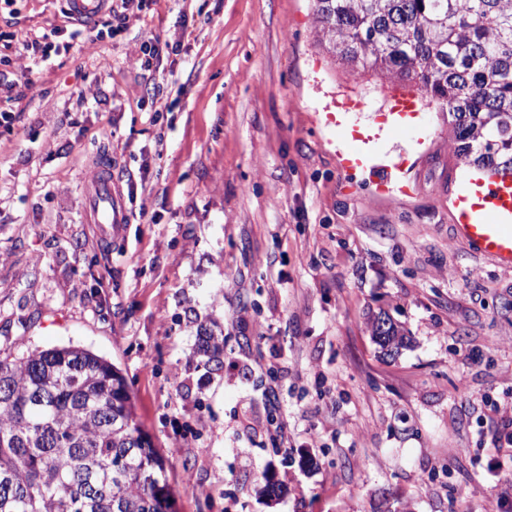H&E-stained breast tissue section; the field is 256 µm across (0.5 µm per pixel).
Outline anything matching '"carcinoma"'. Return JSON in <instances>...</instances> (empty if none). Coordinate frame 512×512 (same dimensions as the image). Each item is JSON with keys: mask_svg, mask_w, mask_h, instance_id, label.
<instances>
[{"mask_svg": "<svg viewBox=\"0 0 512 512\" xmlns=\"http://www.w3.org/2000/svg\"><path fill=\"white\" fill-rule=\"evenodd\" d=\"M319 43L409 81L448 112L456 161L512 176V0H313ZM370 319L373 341L406 346ZM193 353L224 366V334ZM165 458L137 423L120 368L62 346L0 356V512H169Z\"/></svg>", "mask_w": 512, "mask_h": 512, "instance_id": "cac0c4a2", "label": "carcinoma"}]
</instances>
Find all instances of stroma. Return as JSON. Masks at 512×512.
I'll return each instance as SVG.
<instances>
[{
    "label": "stroma",
    "mask_w": 512,
    "mask_h": 512,
    "mask_svg": "<svg viewBox=\"0 0 512 512\" xmlns=\"http://www.w3.org/2000/svg\"><path fill=\"white\" fill-rule=\"evenodd\" d=\"M12 9L0 33L69 41L64 0ZM398 96L425 136L383 141L412 156L389 201L325 115L371 128ZM1 110L0 354L120 367L173 512H512V265L455 232L470 172L447 112L333 58L312 0H143L88 50L1 55ZM104 159L127 215L109 229L83 205ZM381 313L412 339L398 356ZM202 325L224 330L221 371L192 352ZM379 317H382V314L374 316L369 322L373 341L383 350L389 346L392 352L398 353L400 348L406 346L407 338L403 328L393 322L388 316H384L386 318V328L380 330V327L376 326Z\"/></svg>",
    "instance_id": "stroma-1"
}]
</instances>
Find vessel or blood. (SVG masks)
Masks as SVG:
<instances>
[{
	"label": "vessel or blood",
	"instance_id": "vessel-or-blood-1",
	"mask_svg": "<svg viewBox=\"0 0 512 512\" xmlns=\"http://www.w3.org/2000/svg\"><path fill=\"white\" fill-rule=\"evenodd\" d=\"M107 0H67V12L77 21L90 23L103 12ZM351 147L345 168L357 171L367 168L372 151L369 138L361 128H353L349 136ZM409 164L407 154H399L388 165L376 169L370 179L373 189L387 197L404 194L394 174ZM87 209L96 223L122 224L126 214L119 207L117 188L112 179L109 162H101L91 178V187L85 199ZM459 224L463 239L484 256L503 265H512V179L490 185L472 181L462 183L456 194Z\"/></svg>",
	"mask_w": 512,
	"mask_h": 512
}]
</instances>
